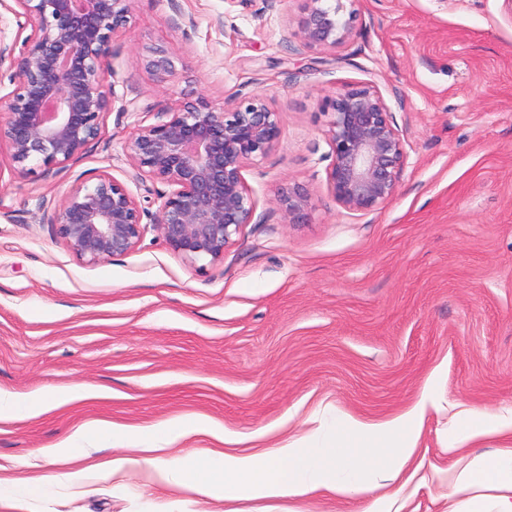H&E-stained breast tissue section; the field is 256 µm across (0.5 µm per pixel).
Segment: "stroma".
Listing matches in <instances>:
<instances>
[{
	"instance_id": "35a3bbf8",
	"label": "stroma",
	"mask_w": 512,
	"mask_h": 512,
	"mask_svg": "<svg viewBox=\"0 0 512 512\" xmlns=\"http://www.w3.org/2000/svg\"><path fill=\"white\" fill-rule=\"evenodd\" d=\"M305 0H135L114 37L107 79L128 112L63 170L20 179L0 168V396L92 398L0 420V482L45 480L46 497L0 494V512H225L222 500L160 481L145 465L99 477L123 444L80 426H177L188 415L237 432L244 452L312 432L330 405L384 420L429 392L433 407L402 478L374 497L253 500L243 512H448L452 477L490 438L449 451L468 413L512 408V0H347L354 34L333 50L295 39ZM164 44L157 82L139 51ZM376 86L406 158L394 199L356 212L326 185L324 100ZM263 94L282 136L243 177L254 198L218 262H191L153 226L160 183L128 177L134 127L199 93L214 107ZM125 182L147 231L124 255L90 264L49 216L95 172ZM312 207L284 223L279 194ZM70 441L73 462L55 445ZM140 59L144 68L159 82H165L175 70V52L160 44L142 47Z\"/></svg>"
}]
</instances>
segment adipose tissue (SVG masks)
Listing matches in <instances>:
<instances>
[{"label":"adipose tissue","mask_w":512,"mask_h":512,"mask_svg":"<svg viewBox=\"0 0 512 512\" xmlns=\"http://www.w3.org/2000/svg\"><path fill=\"white\" fill-rule=\"evenodd\" d=\"M90 390L76 387L50 399L0 398V419L18 415L32 417L48 409L91 398ZM429 399L420 396L403 413L386 421H362L347 415L336 418L337 431L366 435L373 440L367 462L337 464L326 449L319 447L317 434L299 440L275 443L250 453L237 451L239 436L223 432L200 418L190 419L182 429L142 427L136 432L139 444L155 451L193 433H210L224 442L226 449L182 465L162 459L153 464L164 479L189 485L205 496L225 501L253 499L307 498L323 492L335 498L364 496L384 481L397 478L411 460L418 443ZM460 500L448 512H512V448L497 449L488 456L473 457L454 475Z\"/></svg>","instance_id":"ef3b65f1"}]
</instances>
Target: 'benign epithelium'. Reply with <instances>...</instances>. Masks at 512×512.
<instances>
[{
	"mask_svg": "<svg viewBox=\"0 0 512 512\" xmlns=\"http://www.w3.org/2000/svg\"><path fill=\"white\" fill-rule=\"evenodd\" d=\"M0 0L17 19L21 48L0 37V67L8 65L15 89L0 96V148L14 174L34 167H67L104 131L116 96L107 80L114 34L132 16L134 0ZM295 37L308 48L334 49L354 31L355 13L342 0H307ZM29 34H24L25 30ZM144 68L159 82L175 70V52L142 47ZM332 198L352 211H371L397 192L404 141L381 92L349 83L325 101ZM279 113L260 93L216 109L204 99L167 113L165 120L133 129L124 153L134 180L169 187L154 217L167 247L197 261L224 260L232 236L250 222L255 202L243 170L266 156L281 138ZM284 221L302 224L310 206L296 185L279 199ZM144 209L126 185L106 171L77 182L54 209L50 223L73 254L98 263L132 250L142 239Z\"/></svg>",
	"mask_w": 512,
	"mask_h": 512,
	"instance_id": "benign-epithelium-1",
	"label": "benign epithelium"
}]
</instances>
